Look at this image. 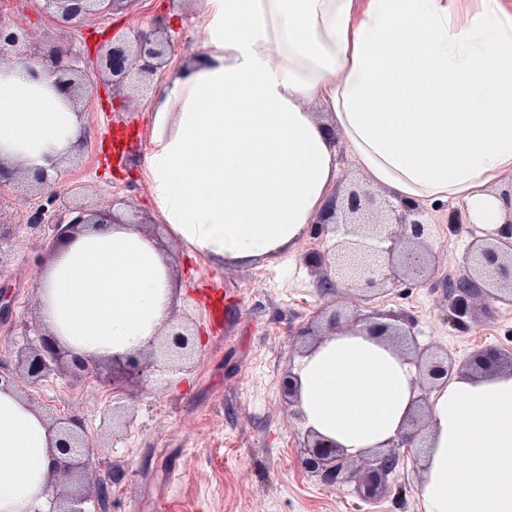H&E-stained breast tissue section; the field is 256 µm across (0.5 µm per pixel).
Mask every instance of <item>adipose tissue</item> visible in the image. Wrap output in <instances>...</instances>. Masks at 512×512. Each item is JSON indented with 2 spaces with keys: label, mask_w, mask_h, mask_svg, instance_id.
<instances>
[{
  "label": "adipose tissue",
  "mask_w": 512,
  "mask_h": 512,
  "mask_svg": "<svg viewBox=\"0 0 512 512\" xmlns=\"http://www.w3.org/2000/svg\"><path fill=\"white\" fill-rule=\"evenodd\" d=\"M201 46L153 95L144 159L157 219L190 253L238 264L292 249L325 207L341 131L394 200L444 201L497 234L512 201V0H202ZM52 68L0 62V166L62 180L92 131ZM38 318L73 355L149 349L170 317V260L136 224H84L36 260ZM304 425L352 456L389 447L415 369L367 331L301 357ZM58 435L0 390V512H43ZM426 512H512V373L432 399ZM466 467H456L457 458Z\"/></svg>",
  "instance_id": "ef3b65f1"
}]
</instances>
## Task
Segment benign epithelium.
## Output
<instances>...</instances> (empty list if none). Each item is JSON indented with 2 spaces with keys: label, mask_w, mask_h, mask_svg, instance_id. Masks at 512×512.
Masks as SVG:
<instances>
[{
  "label": "benign epithelium",
  "mask_w": 512,
  "mask_h": 512,
  "mask_svg": "<svg viewBox=\"0 0 512 512\" xmlns=\"http://www.w3.org/2000/svg\"><path fill=\"white\" fill-rule=\"evenodd\" d=\"M42 10L55 30L42 43H32L24 30L0 24V61L12 53L32 60L48 61L57 68L59 82L69 91L71 102L79 107L87 87L85 71L71 52L59 47L58 35L88 21L91 17L114 10L126 0H42ZM170 48L165 28L156 19L148 29L133 31L123 41L110 40L94 50L96 66L103 83L120 89L134 73L147 80L161 70ZM29 194L22 197L26 226L32 233L49 227L54 239L69 236L81 224H123L125 220L112 210L87 208L70 201L79 186L64 190L57 188L43 171L29 182ZM313 236L316 238L336 232L338 226L346 228L345 237L324 250L307 254L311 266L321 272L320 281L326 288L341 285L360 292H372L399 274L411 278H424L434 258L429 239L434 235L433 225L427 222L419 205L402 202L395 206L378 199L366 189H352L346 196L331 197L318 214ZM505 231L496 237H487L480 244L471 245L467 257L470 273L459 279L448 290V319L457 322L468 315L470 301L483 295L489 288L506 291L512 296V211L506 214ZM362 322L369 323L373 336H386L395 351L407 358L418 369L414 380L417 391L416 411L407 422L405 431L381 451L362 456V465L354 468L352 456L335 442L304 430L301 448L304 449L302 466L328 486L355 483L364 498L370 499L381 492L392 478L399 463V449L422 448L426 442L430 420L428 394L423 385L438 391L458 373L455 359L448 353L425 354L420 350L407 352L403 340L411 332L396 324L378 323L370 317L354 316L346 329ZM194 342L190 328L182 323L170 322L157 344L149 352L127 358L117 365L118 373L137 375L148 368L163 365L170 370L183 368V360L191 354ZM98 366L93 360L70 358L55 346L52 337L39 334L36 341L27 344L18 358L19 372L33 385L53 374L64 375L73 370L87 371ZM470 366L481 373L509 371L512 373V354L506 355L496 348L476 351ZM281 390L285 403L292 407L291 416L302 421L298 407V380L293 372L284 375ZM53 428L59 434L57 450L60 454L58 480L66 487L57 491L50 512H88L89 495L83 481L93 447L83 425L77 419L53 417Z\"/></svg>",
  "instance_id": "1"
}]
</instances>
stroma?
Here are the masks:
<instances>
[{
  "instance_id": "1",
  "label": "stroma",
  "mask_w": 512,
  "mask_h": 512,
  "mask_svg": "<svg viewBox=\"0 0 512 512\" xmlns=\"http://www.w3.org/2000/svg\"><path fill=\"white\" fill-rule=\"evenodd\" d=\"M171 4L130 0L126 9L67 33L66 44L84 54V71L94 85L86 117L95 136L79 161L68 165L64 181L85 184L83 201L93 208L124 199L121 213L139 216L170 254L178 283L173 309L197 334L190 369L172 380L151 370L125 382L120 403L130 423L119 427L112 424L111 364L92 375H52L35 386L22 378L18 354L40 329L35 260L52 239L28 232L25 208L11 186L0 189L8 201L0 217L13 226L0 272V280L12 286L10 314L0 318V373L18 392L30 394L37 409L80 418L94 448V470L117 473L105 494H92L89 512H424L421 467L413 454L402 458L394 480L372 500L361 497L355 484L327 486L308 475L300 465L302 438L283 403L280 379L298 363L290 351L301 328L333 308L412 321L419 347L447 349L461 364L481 347L512 353V303L482 297L463 326L447 320L448 286L464 276L463 258L484 232L463 219L450 223L447 204L430 206L436 226L433 270L422 281L403 277L386 284L367 300L342 287L322 292L318 274L304 260L318 244L309 236L270 263L220 265L189 256L153 216L144 172L152 147L151 98L130 104L103 88L92 56L100 39L129 36L160 17L173 48L167 69L158 75L167 80L169 67L200 45V0H183L176 11ZM0 20L25 28L36 40L50 30L40 0H0ZM335 144L336 195L360 186L390 198L387 188L371 185L343 136H336ZM226 293L233 304L224 316L214 312L210 300Z\"/></svg>"
}]
</instances>
